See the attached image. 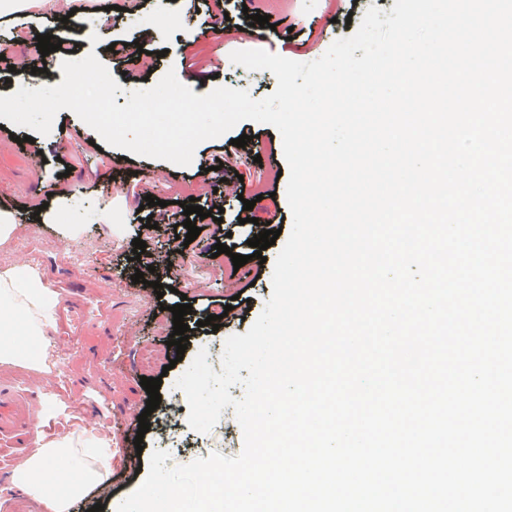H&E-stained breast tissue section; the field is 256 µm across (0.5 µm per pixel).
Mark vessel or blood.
Instances as JSON below:
<instances>
[{
	"instance_id": "vessel-or-blood-1",
	"label": "vessel or blood",
	"mask_w": 512,
	"mask_h": 512,
	"mask_svg": "<svg viewBox=\"0 0 512 512\" xmlns=\"http://www.w3.org/2000/svg\"><path fill=\"white\" fill-rule=\"evenodd\" d=\"M107 313V303L81 294H66L60 319L61 339H74L89 319L106 321ZM37 419L38 410L27 389L17 383L0 381V445L27 447Z\"/></svg>"
}]
</instances>
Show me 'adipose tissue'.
Returning <instances> with one entry per match:
<instances>
[{"label":"adipose tissue","instance_id":"1","mask_svg":"<svg viewBox=\"0 0 512 512\" xmlns=\"http://www.w3.org/2000/svg\"><path fill=\"white\" fill-rule=\"evenodd\" d=\"M94 0H0V17L40 13L63 17L71 10L93 11ZM56 298L43 285L39 270L25 264L0 265V370L22 367L38 377L50 376L55 363L49 353L48 331ZM76 479H68L69 469ZM112 440L75 430L57 437H37L29 454L13 471L14 484L41 499L47 512H68L73 500L109 484Z\"/></svg>","mask_w":512,"mask_h":512}]
</instances>
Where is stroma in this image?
Here are the masks:
<instances>
[{
    "mask_svg": "<svg viewBox=\"0 0 512 512\" xmlns=\"http://www.w3.org/2000/svg\"><path fill=\"white\" fill-rule=\"evenodd\" d=\"M125 2L97 0L92 33L84 38L51 17L0 19V41L9 45L0 60V96L12 94L10 67L17 63L35 68L29 83L62 82L63 54L44 57L37 49V35L49 33L68 39L77 56L95 53L123 87L145 80L156 83L171 70L197 95L230 87L263 98L275 90V76L241 66L229 69L232 52L263 49L310 62L337 39L351 36L369 7L388 11L395 0H244L249 10H260L271 21L253 41L227 37L224 26L215 24L216 0H195L191 11L183 10L180 0H138L133 12L125 10ZM117 39L140 43L152 52L150 67L142 68L136 55L113 54L110 45ZM54 123L72 128L66 143L50 135L31 134L29 128L0 118V137L10 147L8 153L0 154V205L14 210L23 226L21 238L44 242L40 270L52 290L73 281L102 297L111 308V328L91 325L82 336L65 343L63 377L34 378L30 387L46 417L64 416L65 429H98L110 422L126 456L113 465L107 493L90 491L73 501L69 512H89L97 504L105 512H115L142 483L146 473L138 464L148 461L154 450L167 451L174 465L215 452L236 456L243 450L242 429L234 412L222 415L209 432L190 427L186 396L176 382L200 350L220 360L226 339L246 333L270 299L275 260L293 224L286 199L288 179L282 174L287 163L279 132L252 121L240 122L231 131L235 137L250 135L245 148L230 153L224 138L210 139L198 145L192 164L186 167L109 145L96 149L98 134L70 110L59 111ZM215 163L224 166L227 188H215L203 172ZM60 184L68 186L66 196H55ZM149 195L157 199V206H146ZM192 197L204 210H222V219L205 220L197 239L172 248L183 264V275L162 277L167 291L156 296L153 287L131 281L139 266L131 258L132 241H145L152 255L170 248L174 236L187 234L182 203ZM247 200L254 203L251 215L256 222L237 224L234 217ZM153 215L161 219L158 228L144 227L143 219ZM259 223L269 224L278 237L258 260L247 241ZM62 224L82 225L83 233L62 238L57 232ZM113 224L123 225L121 237L111 235ZM219 241L230 246V254L214 255L212 247ZM88 245L96 251L93 261L82 266L65 262V254ZM234 253L249 258L239 268L236 282L211 278L207 268L212 261L231 266ZM183 300L191 304L192 312L185 317L189 339L180 356L168 341L173 331L171 307ZM223 308L228 314L222 327L215 331L205 326L207 316ZM116 356L123 362L122 369L112 367ZM144 376L161 378L162 405L152 413L150 430L138 449L133 444L137 435L128 424L146 407L148 395L140 384Z\"/></svg>",
    "mask_w": 512,
    "mask_h": 512,
    "instance_id": "stroma-1",
    "label": "stroma"
}]
</instances>
